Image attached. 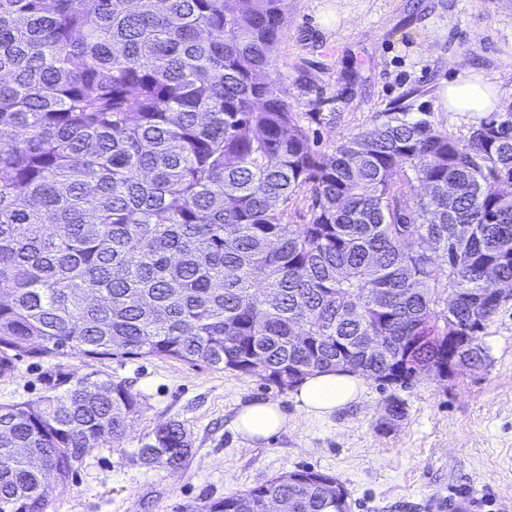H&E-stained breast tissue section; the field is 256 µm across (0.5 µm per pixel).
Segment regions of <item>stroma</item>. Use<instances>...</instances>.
Wrapping results in <instances>:
<instances>
[{
    "label": "stroma",
    "mask_w": 512,
    "mask_h": 512,
    "mask_svg": "<svg viewBox=\"0 0 512 512\" xmlns=\"http://www.w3.org/2000/svg\"><path fill=\"white\" fill-rule=\"evenodd\" d=\"M281 10L274 61L314 151H331L395 107L468 139L474 118L441 101L466 67L499 77L501 104L512 106V0H282ZM479 341L490 356L486 369L446 380L423 375L405 389L372 380L359 402L323 419L306 417L290 392L257 374L157 357H61L65 372L129 383L144 405L118 445L89 448L67 488L49 487L47 512H195L301 468L343 484L351 512H401L406 503L462 495L475 496L479 512H512V300ZM53 364L18 361L0 376V404L39 401ZM395 396L406 415L381 430ZM267 399L281 404L288 424L267 443L246 446L235 414ZM170 420L191 438L185 465L143 464L142 444Z\"/></svg>",
    "instance_id": "35a3bbf8"
}]
</instances>
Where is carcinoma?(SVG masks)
I'll list each match as a JSON object with an SVG mask.
<instances>
[{"mask_svg":"<svg viewBox=\"0 0 512 512\" xmlns=\"http://www.w3.org/2000/svg\"><path fill=\"white\" fill-rule=\"evenodd\" d=\"M281 0H0V376L28 357H158L286 391L337 364L406 387L490 364L512 281V113L466 140L391 110L312 150L280 97ZM308 203L309 219L289 214ZM456 339H448L449 335ZM0 404V512H46L131 386L45 373ZM406 415L387 404L383 429ZM184 426L146 465L181 468ZM350 512L335 478L279 476L198 512Z\"/></svg>","mask_w":512,"mask_h":512,"instance_id":"1","label":"carcinoma"}]
</instances>
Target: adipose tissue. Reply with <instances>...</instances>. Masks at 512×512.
<instances>
[{"instance_id": "ef3b65f1", "label": "adipose tissue", "mask_w": 512, "mask_h": 512, "mask_svg": "<svg viewBox=\"0 0 512 512\" xmlns=\"http://www.w3.org/2000/svg\"><path fill=\"white\" fill-rule=\"evenodd\" d=\"M451 112H471L475 117L494 112L501 102L498 77L462 69L450 81L444 99ZM367 387V377L345 367L320 369L296 386L294 400L307 415L323 417L359 400ZM287 423V416L278 402L254 400L244 404L235 419V429L246 445L269 440Z\"/></svg>"}]
</instances>
